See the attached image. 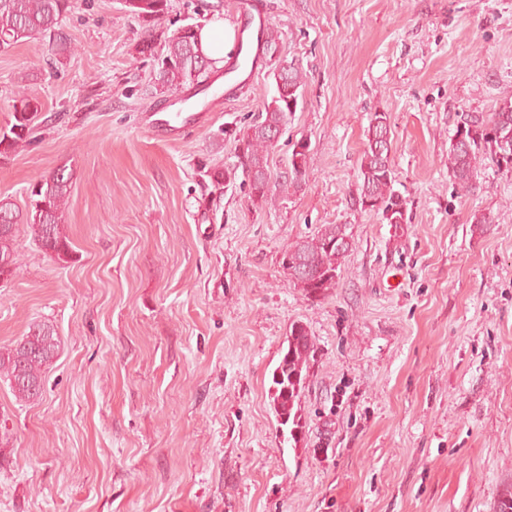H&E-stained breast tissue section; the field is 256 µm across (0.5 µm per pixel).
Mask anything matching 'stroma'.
<instances>
[{
  "mask_svg": "<svg viewBox=\"0 0 512 512\" xmlns=\"http://www.w3.org/2000/svg\"><path fill=\"white\" fill-rule=\"evenodd\" d=\"M262 4L276 49L229 102L160 90L121 0H78L68 55L39 37L0 48V127L21 76L41 106L0 198L25 206L30 183L72 172L71 262L19 225L0 287V346L39 322L60 341L41 400L0 382V512H494L512 488V173L486 166L470 194L448 173L459 113L512 97V0ZM217 20L237 31L238 0H168L156 53ZM288 64L305 85L268 157L269 203L237 184L214 197L201 168L236 163L225 128L257 117ZM180 110L205 118L150 120ZM374 112L403 224L359 201ZM299 142L307 176L287 193ZM324 224L354 245L314 302L282 252ZM297 321L316 357L293 447L270 387Z\"/></svg>",
  "mask_w": 512,
  "mask_h": 512,
  "instance_id": "obj_1",
  "label": "stroma"
}]
</instances>
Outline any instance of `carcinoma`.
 <instances>
[{"instance_id": "obj_1", "label": "carcinoma", "mask_w": 512, "mask_h": 512, "mask_svg": "<svg viewBox=\"0 0 512 512\" xmlns=\"http://www.w3.org/2000/svg\"><path fill=\"white\" fill-rule=\"evenodd\" d=\"M73 0H0V48L9 47L24 38L37 35L49 38L56 55L71 51V39L64 32L62 20ZM128 15L146 28L147 37L139 53L152 54V30L167 11V0H124ZM196 24H187L165 40V53L158 58L155 81L163 90L180 91L184 86L204 77L212 60L201 58L195 46ZM291 89L288 95L275 92L263 102L258 119L241 129H226L224 134L237 142L238 163L242 168L248 196L255 204L268 201L271 172L269 151L274 146L272 136L282 130L287 113L297 109L302 72L288 65L274 73ZM13 121L0 128V161L5 163L19 148L34 138L40 115V105L20 91L12 105ZM388 120L386 113L375 112L368 127L367 142L360 159L359 201L362 206L382 215L389 224H405L406 203L394 190V172L390 162L392 142L380 146L375 138L373 122ZM512 135V100L505 99L491 112H463L448 147V171L459 188L467 193L477 188L480 169L492 163L512 173V145L502 143ZM291 177L286 187L298 190L308 167V146L292 151ZM236 169L208 168L202 176L208 178L218 192L228 187ZM72 173L60 167L27 188L28 204L20 214L8 198H0V256L11 260L6 271L12 276L20 266L19 254L13 241L18 224H25L33 240L59 263L71 259L70 241L64 232V211L70 196ZM353 248L352 235L345 224H326L316 233L287 246L282 266L288 280L310 299L321 300L336 287L342 260ZM58 336L53 325L35 323L21 338L0 346V381L9 384L15 398L33 403L43 396L44 374L58 355ZM316 353L315 343L301 322L291 325L287 349L272 374V406L281 429L288 439L298 443L301 428L300 399L306 388L310 362Z\"/></svg>"}]
</instances>
